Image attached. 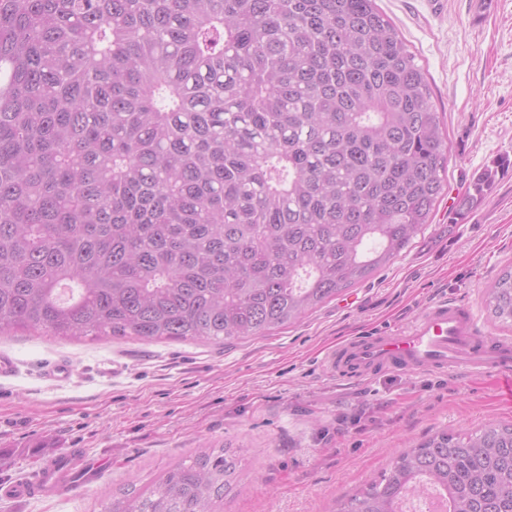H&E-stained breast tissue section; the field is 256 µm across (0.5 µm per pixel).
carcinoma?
<instances>
[{"label": "carcinoma", "instance_id": "obj_1", "mask_svg": "<svg viewBox=\"0 0 512 512\" xmlns=\"http://www.w3.org/2000/svg\"><path fill=\"white\" fill-rule=\"evenodd\" d=\"M447 152L375 0H0V334L226 345L293 324L410 245ZM483 302L512 326V266ZM237 467L198 450L103 512H221ZM431 488L512 512V424L428 435L338 512Z\"/></svg>", "mask_w": 512, "mask_h": 512}]
</instances>
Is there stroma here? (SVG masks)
<instances>
[{
	"instance_id": "obj_1",
	"label": "stroma",
	"mask_w": 512,
	"mask_h": 512,
	"mask_svg": "<svg viewBox=\"0 0 512 512\" xmlns=\"http://www.w3.org/2000/svg\"><path fill=\"white\" fill-rule=\"evenodd\" d=\"M430 82L448 134V189L428 226L369 280L266 336L199 341L60 340L0 335L15 371L0 378V486L47 459L96 460L97 482L15 501L0 512H101L201 448L238 450L224 512H335L394 455L434 431L512 423L498 376L385 373L343 382L323 366L336 344L402 325L443 296L473 304L512 265V166L466 219L452 208L476 172L512 156V0H376ZM65 360L68 380L45 378Z\"/></svg>"
}]
</instances>
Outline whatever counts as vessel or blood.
I'll list each match as a JSON object with an SVG mask.
<instances>
[{"label": "vessel or blood", "mask_w": 512, "mask_h": 512, "mask_svg": "<svg viewBox=\"0 0 512 512\" xmlns=\"http://www.w3.org/2000/svg\"><path fill=\"white\" fill-rule=\"evenodd\" d=\"M329 373L347 381H365L384 371L420 374L429 371L492 373L512 386V338L483 331L464 300L445 297L425 306L407 324L369 336L353 337L327 353ZM48 459L32 479L0 488V496L29 499L45 480L55 491L67 490L54 478Z\"/></svg>", "instance_id": "b4317fda"}]
</instances>
